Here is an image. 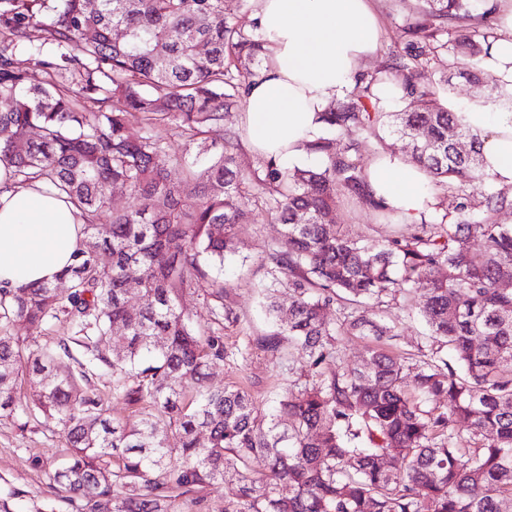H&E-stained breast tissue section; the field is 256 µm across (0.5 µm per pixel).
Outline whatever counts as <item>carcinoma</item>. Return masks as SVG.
<instances>
[{
	"mask_svg": "<svg viewBox=\"0 0 512 512\" xmlns=\"http://www.w3.org/2000/svg\"><path fill=\"white\" fill-rule=\"evenodd\" d=\"M421 2L386 69L361 74L322 113L341 140L310 142L313 167L270 158L259 173L238 167V133L224 119L245 107L267 42L258 26L225 16L224 0H99L95 11L86 0H0V100L11 103L0 110V164L21 184L44 182L86 220L83 248L61 275L67 290L0 288V417L63 430L70 452L52 479L78 512H173L176 499L200 502L217 483L224 512H512V226L498 222L512 210V187L471 190L491 180L480 137L436 97L427 64L448 52L444 84L463 79L510 109L512 83L480 66L498 39L494 0ZM474 22L478 41L467 34ZM32 27L43 32L38 45ZM444 32L455 38L440 41ZM21 53L37 55L38 70L21 68ZM384 86L408 109L382 111ZM128 112L142 116L136 139ZM158 125L196 151L172 153L153 135ZM386 133L408 140L406 162L451 206L432 203L431 218L366 245L333 216L352 198L387 224L405 223L375 196L362 161L364 135ZM117 184L133 204L112 213ZM258 206L282 231L262 258L272 329L254 347L301 351L309 377L267 421L245 388L208 383L210 366L249 355L224 343V323L239 316L211 265L238 252L237 227ZM107 211L110 222L98 223ZM101 248L108 266L95 260ZM132 276L142 300L134 313ZM281 287L292 293L286 309ZM188 291L202 293L206 322L181 307ZM410 293L430 329L428 358L411 363L376 345L365 368L336 366V337L393 330L371 307L338 323L326 307ZM17 321L62 322L68 335L27 354L8 333ZM99 369L112 372V397L136 423L112 416L89 387ZM22 384L33 399L19 410Z\"/></svg>",
	"mask_w": 512,
	"mask_h": 512,
	"instance_id": "carcinoma-1",
	"label": "carcinoma"
}]
</instances>
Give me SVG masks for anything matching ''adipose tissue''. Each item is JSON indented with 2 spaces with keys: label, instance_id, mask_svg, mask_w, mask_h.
<instances>
[{
  "label": "adipose tissue",
  "instance_id": "obj_1",
  "mask_svg": "<svg viewBox=\"0 0 512 512\" xmlns=\"http://www.w3.org/2000/svg\"><path fill=\"white\" fill-rule=\"evenodd\" d=\"M498 2L502 36L482 65L508 81L512 0ZM257 18L270 55L246 95V136L256 154L302 164L322 112L374 55L380 19L370 0H259ZM462 117L481 137L486 171L512 186V113L485 107ZM369 178L377 197L408 218L419 217L430 197L426 174L389 155L371 164ZM83 241L82 221L68 203L39 183L17 184L0 165V288L56 281Z\"/></svg>",
  "mask_w": 512,
  "mask_h": 512
}]
</instances>
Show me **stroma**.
<instances>
[{"label": "stroma", "mask_w": 512, "mask_h": 512, "mask_svg": "<svg viewBox=\"0 0 512 512\" xmlns=\"http://www.w3.org/2000/svg\"><path fill=\"white\" fill-rule=\"evenodd\" d=\"M382 24V35L374 57L365 63L366 72L380 71L400 45V29L405 19L417 14L418 0H374ZM337 225L349 235L366 242L391 236L395 228L383 223L378 213L358 200L341 201L334 216ZM281 233V227L269 223L263 211L250 212L243 226L238 254L225 262L224 286L240 316L237 325L224 330V341L237 348L251 347L246 363L216 364L210 369L213 385L239 384L252 394L261 418L274 414L276 401L300 374L306 373L305 359L299 350H291L286 361L251 346L268 323L257 288L264 271L261 259L266 246ZM419 299L414 295L378 306L377 313L396 335L383 346L408 361L421 360L429 354L431 338L418 314ZM68 448L60 431L39 421L20 425L18 420L0 417V502L9 512H76L61 502L52 481L54 470L65 460Z\"/></svg>", "instance_id": "stroma-1"}]
</instances>
